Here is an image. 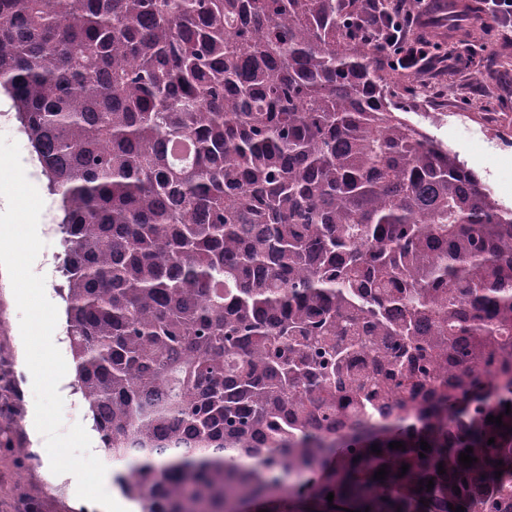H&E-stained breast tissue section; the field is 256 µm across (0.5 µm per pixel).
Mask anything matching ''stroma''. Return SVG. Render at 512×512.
<instances>
[{
  "label": "stroma",
  "mask_w": 512,
  "mask_h": 512,
  "mask_svg": "<svg viewBox=\"0 0 512 512\" xmlns=\"http://www.w3.org/2000/svg\"><path fill=\"white\" fill-rule=\"evenodd\" d=\"M465 23L470 37L451 57L437 58L418 77L390 79L389 89L404 106L427 91L428 111L409 113V120L456 152L512 209V69L499 65L501 57H512V23L492 22L478 10ZM38 232L45 246L33 270L45 277L46 295L58 306L60 235L44 223ZM19 320L10 279L0 269V512H104L77 497L73 475L46 477L45 456L31 440L34 394L32 375L21 363Z\"/></svg>",
  "instance_id": "35a3bbf8"
}]
</instances>
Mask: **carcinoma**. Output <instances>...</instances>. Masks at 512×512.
Returning <instances> with one entry per match:
<instances>
[{
    "label": "carcinoma",
    "mask_w": 512,
    "mask_h": 512,
    "mask_svg": "<svg viewBox=\"0 0 512 512\" xmlns=\"http://www.w3.org/2000/svg\"><path fill=\"white\" fill-rule=\"evenodd\" d=\"M437 10L467 36L468 5ZM402 23L393 0H0L75 387L141 512H512V209L386 98Z\"/></svg>",
    "instance_id": "1"
}]
</instances>
